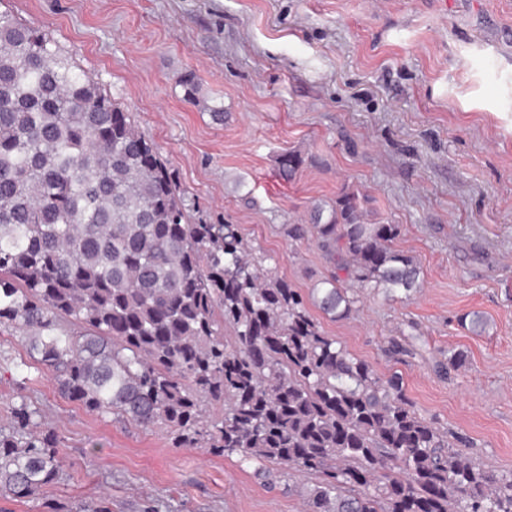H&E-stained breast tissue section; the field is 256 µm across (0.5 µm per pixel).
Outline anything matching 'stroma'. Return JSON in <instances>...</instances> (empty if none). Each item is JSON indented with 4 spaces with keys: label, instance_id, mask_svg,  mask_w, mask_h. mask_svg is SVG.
I'll return each instance as SVG.
<instances>
[{
    "label": "stroma",
    "instance_id": "35a3bbf8",
    "mask_svg": "<svg viewBox=\"0 0 512 512\" xmlns=\"http://www.w3.org/2000/svg\"><path fill=\"white\" fill-rule=\"evenodd\" d=\"M50 32L131 114L173 170L195 221L235 224L301 288L324 331L378 373H398L415 411L512 472V0H5ZM194 73L223 122L187 103ZM305 163L293 180L280 155ZM370 198L415 257L409 298L365 291L331 319L315 292L330 265L281 227L343 186ZM481 313L487 326L460 323ZM456 352L460 368L439 367ZM28 399L58 437L63 478L0 512H305L295 475L268 488L257 461L175 448L62 394L0 329V427Z\"/></svg>",
    "mask_w": 512,
    "mask_h": 512
}]
</instances>
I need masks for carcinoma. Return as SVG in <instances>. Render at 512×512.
Listing matches in <instances>:
<instances>
[{
  "instance_id": "1",
  "label": "carcinoma",
  "mask_w": 512,
  "mask_h": 512,
  "mask_svg": "<svg viewBox=\"0 0 512 512\" xmlns=\"http://www.w3.org/2000/svg\"><path fill=\"white\" fill-rule=\"evenodd\" d=\"M184 99L199 103L191 73ZM300 153L280 156L292 179ZM345 186L306 234L336 273L318 307L334 319L363 290L406 295L420 264L396 224L365 222ZM234 224H192L177 182L122 105L54 37L0 11V326L23 333L60 391L99 416L312 476L306 512H512V473L421 417L402 377L378 374L263 267ZM23 400L0 429V494L63 476L57 436Z\"/></svg>"
}]
</instances>
